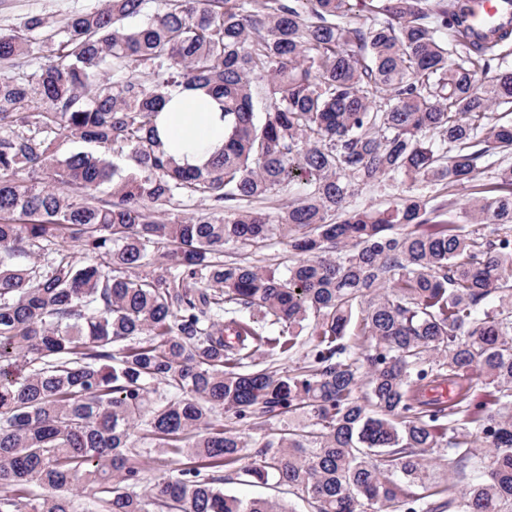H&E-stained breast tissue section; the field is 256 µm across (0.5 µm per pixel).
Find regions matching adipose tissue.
Wrapping results in <instances>:
<instances>
[{
    "label": "adipose tissue",
    "instance_id": "adipose-tissue-1",
    "mask_svg": "<svg viewBox=\"0 0 512 512\" xmlns=\"http://www.w3.org/2000/svg\"><path fill=\"white\" fill-rule=\"evenodd\" d=\"M157 129L168 154L183 167L206 165L224 146V115L200 90L172 91Z\"/></svg>",
    "mask_w": 512,
    "mask_h": 512
}]
</instances>
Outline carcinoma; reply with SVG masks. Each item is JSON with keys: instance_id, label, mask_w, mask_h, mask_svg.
Masks as SVG:
<instances>
[{"instance_id": "1", "label": "carcinoma", "mask_w": 512, "mask_h": 512, "mask_svg": "<svg viewBox=\"0 0 512 512\" xmlns=\"http://www.w3.org/2000/svg\"><path fill=\"white\" fill-rule=\"evenodd\" d=\"M473 2L160 0L132 27L150 0H99L0 29V512H295L225 468L313 512H512V165L458 198L512 155V17ZM180 86L224 112L195 170L156 131ZM276 241L286 264L235 252ZM273 421L237 466V425ZM224 489L226 491L242 494L250 497H262L269 500H283L288 503V500L292 502L293 507L298 512H312L311 508L306 502H303L291 495L279 493L273 489L264 487H249L238 484H227L224 483Z\"/></svg>"}]
</instances>
